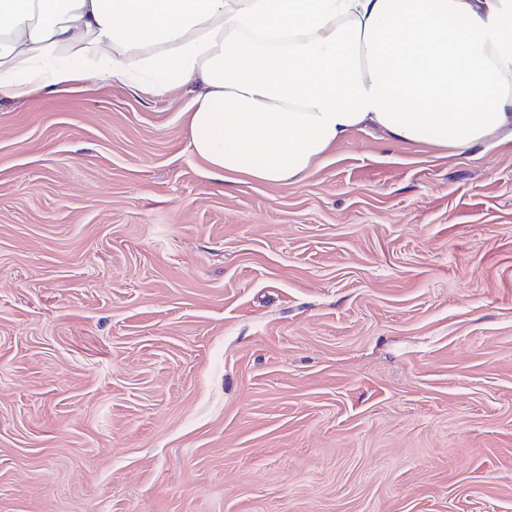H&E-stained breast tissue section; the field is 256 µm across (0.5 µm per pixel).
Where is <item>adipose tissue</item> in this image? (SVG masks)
<instances>
[{"label":"adipose tissue","mask_w":512,"mask_h":512,"mask_svg":"<svg viewBox=\"0 0 512 512\" xmlns=\"http://www.w3.org/2000/svg\"><path fill=\"white\" fill-rule=\"evenodd\" d=\"M115 79L198 85L192 153L267 184L368 126L470 150L512 136V0H0V101Z\"/></svg>","instance_id":"1"}]
</instances>
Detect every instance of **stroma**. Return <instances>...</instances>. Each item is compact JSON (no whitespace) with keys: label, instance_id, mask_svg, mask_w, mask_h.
Masks as SVG:
<instances>
[{"label":"stroma","instance_id":"1","mask_svg":"<svg viewBox=\"0 0 512 512\" xmlns=\"http://www.w3.org/2000/svg\"><path fill=\"white\" fill-rule=\"evenodd\" d=\"M191 96L0 103V512H512V142L271 185Z\"/></svg>","mask_w":512,"mask_h":512}]
</instances>
